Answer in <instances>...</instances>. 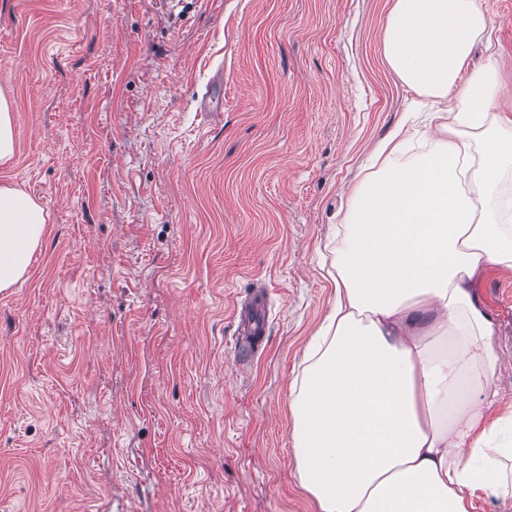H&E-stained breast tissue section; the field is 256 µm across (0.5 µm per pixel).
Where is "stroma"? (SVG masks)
<instances>
[{
	"label": "stroma",
	"instance_id": "35a3bbf8",
	"mask_svg": "<svg viewBox=\"0 0 512 512\" xmlns=\"http://www.w3.org/2000/svg\"><path fill=\"white\" fill-rule=\"evenodd\" d=\"M394 2L0 0V185L48 214L0 291V512H318L290 385L332 301L324 246L417 98L382 53ZM482 5L471 63L496 51L511 122L512 0ZM476 293L512 400V271ZM15 153L13 117L8 103L0 94V163L8 162ZM244 324L245 341L251 343L260 336L266 334V303L263 299L258 298L248 306L244 312L240 314Z\"/></svg>",
	"mask_w": 512,
	"mask_h": 512
}]
</instances>
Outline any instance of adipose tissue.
<instances>
[{"label": "adipose tissue", "instance_id": "obj_1", "mask_svg": "<svg viewBox=\"0 0 512 512\" xmlns=\"http://www.w3.org/2000/svg\"><path fill=\"white\" fill-rule=\"evenodd\" d=\"M480 0H396L383 53L434 100L422 149L397 125L332 241L333 306L291 386L293 451L318 512H477L512 498V412L495 415V329L476 292L512 269V124ZM47 215L0 186V291L25 276Z\"/></svg>", "mask_w": 512, "mask_h": 512}]
</instances>
